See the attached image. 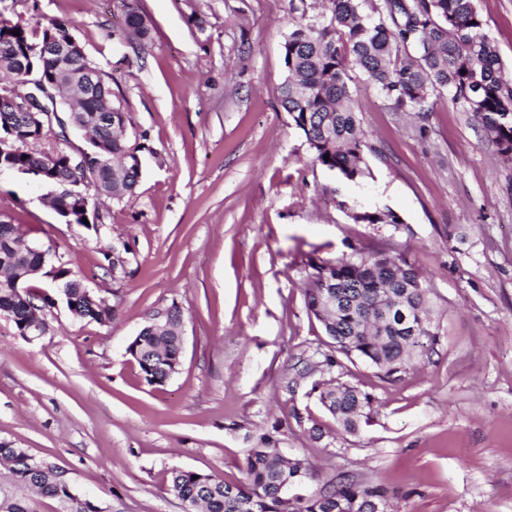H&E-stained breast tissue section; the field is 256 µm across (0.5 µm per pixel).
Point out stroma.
<instances>
[{
	"label": "stroma",
	"instance_id": "35a3bbf8",
	"mask_svg": "<svg viewBox=\"0 0 512 512\" xmlns=\"http://www.w3.org/2000/svg\"><path fill=\"white\" fill-rule=\"evenodd\" d=\"M151 37L114 35L122 0H7L5 19H60L97 63L126 138L142 147L134 197L105 199L99 230L66 224L47 187L0 175V219L21 227L115 305L112 322L48 308L27 341L0 317V440L69 471L103 512H184L171 469L236 483L260 435L314 467L309 488L380 485L390 512H512V160L461 105L426 118L352 84L368 177L313 164L278 103L283 44L313 0H137ZM512 79V0H476ZM394 212L360 224L356 211ZM130 247L105 268L112 246ZM403 253L423 272L438 341L406 372L361 360L326 371L332 343L309 314L310 260ZM178 305L177 374L148 385L126 348ZM371 397L348 432L314 387Z\"/></svg>",
	"mask_w": 512,
	"mask_h": 512
}]
</instances>
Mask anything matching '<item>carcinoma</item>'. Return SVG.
Returning a JSON list of instances; mask_svg holds the SVG:
<instances>
[{
  "instance_id": "cac0c4a2",
  "label": "carcinoma",
  "mask_w": 512,
  "mask_h": 512,
  "mask_svg": "<svg viewBox=\"0 0 512 512\" xmlns=\"http://www.w3.org/2000/svg\"><path fill=\"white\" fill-rule=\"evenodd\" d=\"M364 0H321L324 11L298 25L284 43L287 75L279 88V104L291 116L313 153V161L356 182L370 175L363 158L367 149L361 119L354 107L351 70H358L398 109L418 115L433 110L432 98L448 93L450 101L471 112L503 156L512 158V79L503 77L495 47L483 33L484 21L475 0H382L363 12ZM19 31L14 35L13 31ZM123 35L146 41L150 28L140 9L126 4ZM35 33L20 22L0 20V76L22 90L29 77L15 67L12 50L36 42ZM413 49L416 56L408 54ZM40 75L63 88L76 109L82 131L92 135L82 165L72 166L71 153L53 147L60 137L54 126L20 128L14 113L0 104V134L15 132L17 150L0 161L14 167H43L59 182H82L93 194L86 208L72 211L75 224L101 219L99 198L121 201L135 194L141 170L135 155L141 146L122 135L128 115L123 109L100 113L103 100L83 98L81 83L61 77L51 64ZM329 158H324V155ZM112 160V170L104 161ZM352 219L363 224H399L394 213L360 211ZM305 303L333 341L321 365L328 371L339 364L336 355L374 365L385 376L404 372L436 342L429 287L420 269L401 253L353 252L336 262L311 261ZM40 271L68 284V310L79 319L109 323L116 306L90 297L84 277L51 257L29 250L21 242L20 227L0 220V316L12 323L17 335L26 332L30 318L54 306L47 291L30 288L18 278ZM403 309L409 318L392 317L384 337L376 338L371 319L379 308ZM183 315L173 304L153 312L128 346L144 380L161 384L173 374L181 358ZM319 400L345 430L355 431L371 397L345 384L315 386ZM263 435L250 449L242 471L245 480L228 483L193 470L170 472L169 490L186 503L188 512H375L388 507L389 492L379 485L339 481L331 491H318L291 506L284 496L288 484L313 479L309 464L289 460ZM0 464L8 468L0 480V512H40L41 499L59 503L60 512H94L92 501L76 496L70 476L48 462L34 467L30 453L0 441Z\"/></svg>"
}]
</instances>
